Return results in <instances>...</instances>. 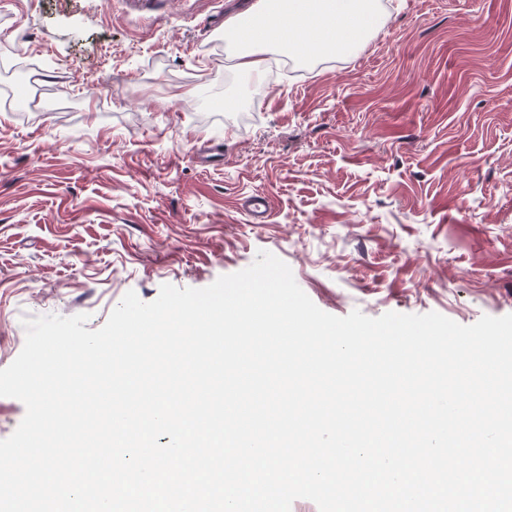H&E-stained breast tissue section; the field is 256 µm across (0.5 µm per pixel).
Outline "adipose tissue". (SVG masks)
I'll return each instance as SVG.
<instances>
[{"label": "adipose tissue", "mask_w": 512, "mask_h": 512, "mask_svg": "<svg viewBox=\"0 0 512 512\" xmlns=\"http://www.w3.org/2000/svg\"><path fill=\"white\" fill-rule=\"evenodd\" d=\"M377 0H256L224 22V38L238 68L260 79L268 55L281 52L302 61L350 55L375 31Z\"/></svg>", "instance_id": "1"}]
</instances>
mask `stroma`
I'll return each mask as SVG.
<instances>
[{
  "mask_svg": "<svg viewBox=\"0 0 512 512\" xmlns=\"http://www.w3.org/2000/svg\"><path fill=\"white\" fill-rule=\"evenodd\" d=\"M253 2L0 0V369L23 319L96 330L262 250L335 316L512 314V0H384L228 112L211 23Z\"/></svg>",
  "mask_w": 512,
  "mask_h": 512,
  "instance_id": "obj_1",
  "label": "stroma"
}]
</instances>
